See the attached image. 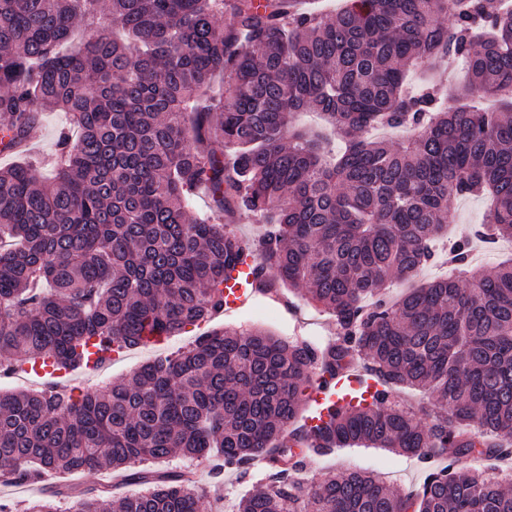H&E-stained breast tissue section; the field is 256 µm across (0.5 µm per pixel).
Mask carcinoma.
I'll return each mask as SVG.
<instances>
[{
    "mask_svg": "<svg viewBox=\"0 0 512 512\" xmlns=\"http://www.w3.org/2000/svg\"><path fill=\"white\" fill-rule=\"evenodd\" d=\"M448 57L469 75L457 103L406 87ZM492 96L498 109L476 105ZM44 111L76 132H60L50 178L0 168L1 367L75 369L91 339L108 352L205 322L250 254L256 289L305 287L338 333L320 349L226 327L77 397L0 394L1 473L106 467L143 490L71 512H199L192 479L146 466L180 452L265 462L270 481L236 512H512L511 473L458 467L512 456V259L387 294L433 260L461 197L490 201L476 237L512 240V0H0V153L25 154ZM303 111L340 154L293 125ZM375 127L414 135L395 146ZM200 187L264 232L190 214ZM468 252L448 263L465 271ZM358 364L381 386L372 402L297 423L311 384ZM402 388L429 393L428 423ZM352 445L437 466L408 495L362 471L289 476Z\"/></svg>",
    "mask_w": 512,
    "mask_h": 512,
    "instance_id": "cac0c4a2",
    "label": "carcinoma"
}]
</instances>
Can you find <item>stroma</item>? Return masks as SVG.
Instances as JSON below:
<instances>
[{
    "mask_svg": "<svg viewBox=\"0 0 512 512\" xmlns=\"http://www.w3.org/2000/svg\"><path fill=\"white\" fill-rule=\"evenodd\" d=\"M63 124L60 113H43L40 124L31 135L29 154L33 160L44 165L50 162L57 151L58 134ZM227 326L241 329L263 327L290 341L304 339L320 345L332 343L336 338L334 318L308 303L302 291L290 288L272 296L255 295L242 309L186 325L177 335L165 337L160 342L123 349L111 363L97 372L89 373L81 368L72 370L68 376L69 384L86 392L105 383L127 378L136 368L155 357L185 351L199 337ZM151 467L162 473H193L199 488L204 491L200 502L201 512H235L239 499L262 487L267 474L266 466L258 462L245 470L224 469L221 477L217 478L213 476L207 461L181 456L153 461ZM348 470L378 474L402 494L420 489L428 473L427 465L417 458L398 455L383 448L354 446L338 449L326 456H309L301 477L319 482ZM111 479L110 470L105 468L65 474L50 472L38 482H0V501L12 503L14 512H26L30 503L50 496L60 486H70L78 492L92 495Z\"/></svg>",
    "mask_w": 512,
    "mask_h": 512,
    "instance_id": "1",
    "label": "stroma"
}]
</instances>
